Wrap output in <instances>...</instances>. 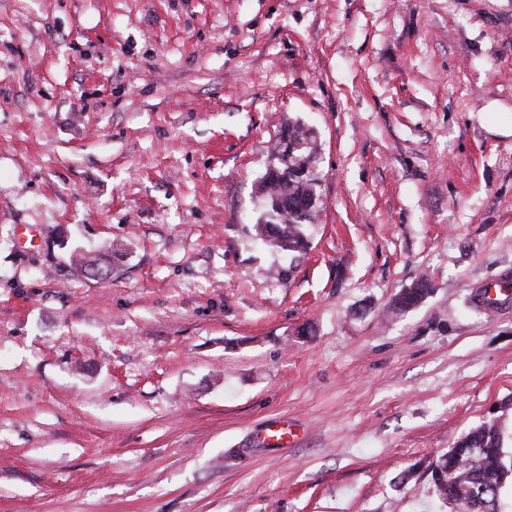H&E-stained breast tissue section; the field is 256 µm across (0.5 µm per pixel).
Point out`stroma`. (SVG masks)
Segmentation results:
<instances>
[{
    "instance_id": "obj_1",
    "label": "stroma",
    "mask_w": 512,
    "mask_h": 512,
    "mask_svg": "<svg viewBox=\"0 0 512 512\" xmlns=\"http://www.w3.org/2000/svg\"><path fill=\"white\" fill-rule=\"evenodd\" d=\"M288 121L300 257L254 228ZM501 123L512 0H0V512H449L443 451L512 452ZM63 271L67 275L77 278H87L101 272L98 258H92L80 253H71L63 263ZM417 288H407L398 294L393 301L395 311H403L417 306L431 292L426 278L417 282Z\"/></svg>"
}]
</instances>
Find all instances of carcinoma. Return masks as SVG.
Returning <instances> with one entry per match:
<instances>
[{"instance_id": "cac0c4a2", "label": "carcinoma", "mask_w": 512, "mask_h": 512, "mask_svg": "<svg viewBox=\"0 0 512 512\" xmlns=\"http://www.w3.org/2000/svg\"><path fill=\"white\" fill-rule=\"evenodd\" d=\"M313 154L309 133L293 124L281 131L259 186L268 209L256 224V235L272 248L283 244L299 254L308 249L305 226L314 220L319 202ZM101 270L99 259L80 253L70 254L63 263V271L77 278ZM430 292L424 278L398 294L393 309L415 307ZM431 472L432 494L451 512H500L501 489L512 479V459L506 460L499 423L488 420L471 429L440 455Z\"/></svg>"}]
</instances>
